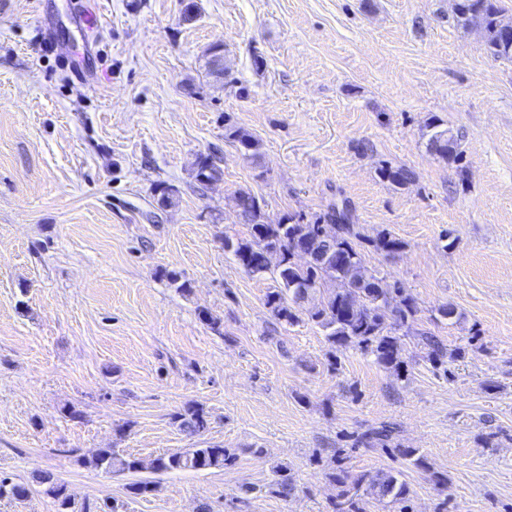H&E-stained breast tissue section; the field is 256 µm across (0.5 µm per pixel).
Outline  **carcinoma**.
<instances>
[{
    "label": "carcinoma",
    "mask_w": 512,
    "mask_h": 512,
    "mask_svg": "<svg viewBox=\"0 0 512 512\" xmlns=\"http://www.w3.org/2000/svg\"><path fill=\"white\" fill-rule=\"evenodd\" d=\"M502 13L499 0H463V9L456 15L463 27L476 26L486 35L488 53L500 60L512 62V39L504 40L496 26ZM210 74L231 84L238 83L232 77L231 68L223 64V49L214 45L207 50ZM432 130L427 148L441 159L456 163L462 151L458 138L448 130H437L435 121L426 123ZM224 139L244 151V155L256 158L261 143L251 132L224 119ZM383 178L404 186L414 179V172L405 166L386 165L380 169ZM223 176L220 158L213 154L199 155L194 169L197 184L205 186ZM237 216L240 223L249 227L250 238L236 242L224 239V248L233 251L245 270L254 275L272 273L275 288L268 291L265 305L279 323L293 325L301 321L300 315L327 331L326 338L336 350L355 345L372 355L377 364L399 373L404 370L402 339L397 331L409 325L417 313L415 299L405 293L399 284L383 287V279L376 271L364 266L360 248L364 245L387 255L403 249L404 242L382 230L371 236L364 228L353 223L349 205H333L312 222H304L296 214L287 213L278 222L268 221L263 205L253 193L241 190L236 196ZM308 256L303 264L296 262L297 249ZM277 262H272V258ZM334 281L338 288L326 292L323 283ZM392 324H386L387 319ZM418 345L425 350V358L439 368L466 354L463 347L448 348L430 331L417 334ZM179 429L189 436H199L208 427L204 407L195 402L185 404L173 415ZM394 428L389 425L374 427L364 432L359 443L368 450L388 448ZM236 453L221 444L204 443L201 447L164 453L153 459L132 455H120L110 448L99 450L89 464L106 473L137 474L177 470H209L231 465ZM279 478L274 482L275 493L286 499L297 490V484L287 470L277 469ZM338 490L334 512H366V504L376 502L384 509L409 512L410 490L408 484L391 472L353 474L340 467L328 474ZM32 482H14L0 479V488L7 489V497L25 499L31 492V484L42 487V492L53 499L56 512H93L88 502L76 503L67 485L52 474L35 471Z\"/></svg>",
    "instance_id": "1"
}]
</instances>
